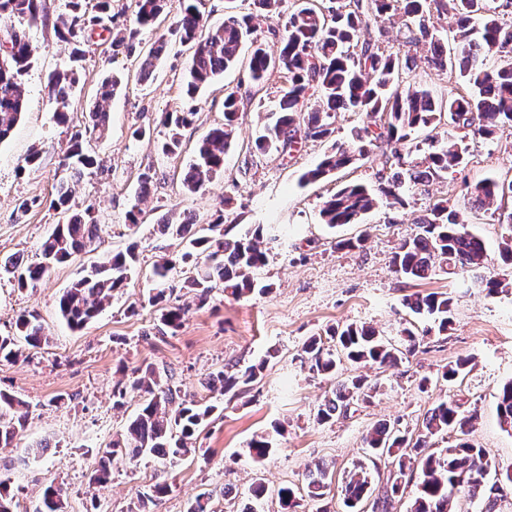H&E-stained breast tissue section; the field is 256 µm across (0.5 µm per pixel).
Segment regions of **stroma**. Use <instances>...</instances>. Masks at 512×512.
<instances>
[{"instance_id":"35a3bbf8","label":"stroma","mask_w":512,"mask_h":512,"mask_svg":"<svg viewBox=\"0 0 512 512\" xmlns=\"http://www.w3.org/2000/svg\"><path fill=\"white\" fill-rule=\"evenodd\" d=\"M64 2H42L47 21L29 31L33 65L22 81L27 107L11 138L0 144V258L17 254L28 262L38 260L40 245L58 217L45 206L21 216L17 205L25 198H51L63 175L71 128L84 124L99 83L116 74L122 86L106 105L108 136L95 147L103 169L73 188L76 207L93 209L99 227L94 251L56 267L33 288L21 289L9 278L0 279V335L11 334L17 314L26 310L37 314L48 338L39 348H23L16 362L0 363V390L28 404L26 428L17 445L0 447V480L22 512H28L51 483L62 486L66 512H128L156 482L168 483L171 492L150 512H186L195 496L204 492L220 512H240L243 495L257 477L270 490L261 512H280L276 489L302 485L308 468L320 459L333 463L337 474L327 498L330 512H344L340 476L362 458L367 432L384 420L416 431L427 411L448 397L477 413L470 442L483 448L500 472H512V432L501 427L496 409L499 387L512 380V291L487 295L469 273L441 272L409 281L391 264L397 244L416 233L417 219L444 198L484 239V275L512 281V268L498 256L505 228L488 212L475 209L469 194L470 186L484 178L512 179V139H466L465 163L450 167L427 191L411 194L407 206L375 209L361 223L333 231L319 215L324 197L349 181L374 183L378 170L392 173L399 166L378 149L328 180L301 183V174L320 161L332 142H348L351 129L370 124V117L358 112L338 116L333 140H305L288 157L251 153L282 94L283 82L273 73L243 98L223 173L189 193L182 180L192 151L210 129L223 124L224 93L246 79L250 44L241 46L238 66L200 94L193 122L182 131V153L167 157L156 146L164 134L160 116L187 103L183 75L192 51L174 45L146 82L137 76V58L167 34L180 0H170L168 15L142 29L135 51L112 49L109 41L100 39L87 47L68 127L57 124L45 91L48 76L68 65L72 50L54 31ZM400 25L397 18L383 21L384 46L413 56L410 81L426 85L439 97L463 91L456 76L425 67L423 50L403 46ZM139 127L147 129V136L133 138ZM35 151L40 165L27 167L26 159ZM148 168L158 179L142 199L139 176ZM135 204L142 214L132 234L126 216ZM186 213L204 225L223 215L230 238L259 225L278 228L280 234L264 241L268 262L256 273L268 292L236 299L216 288L202 305L184 288L182 277L170 280L166 301L185 310L182 327L171 336L156 328L157 312L149 302L151 274L158 260L178 257L183 250L179 240L158 232V224ZM341 238L356 240V247L337 248ZM132 242L139 254L137 273L93 323L79 331L69 329L57 311L63 289L80 278L84 268ZM415 292L451 297L453 315L446 332L429 331L427 321L403 307V297ZM352 322L373 326L392 340L409 328L422 340L398 368L363 367V374L379 384L371 403L320 425L314 420L315 410L334 384L310 372L299 354L308 337ZM464 356L472 359L464 380L452 386L440 382L442 369ZM259 362L265 368L257 381L225 395L210 391L211 373L228 364L244 367ZM148 364L166 373L180 396L203 403L214 400L219 409L201 430L198 453L166 459L147 456L135 464L117 460L110 482L93 485L90 475L101 450L123 432L139 404L137 394L130 392L122 407H113L112 390L117 383L132 381ZM425 378L430 384L423 392L419 383ZM277 425L282 433H274ZM266 433L272 434L276 451L258 465L245 448L254 436ZM40 443L43 453L29 454V447Z\"/></svg>"}]
</instances>
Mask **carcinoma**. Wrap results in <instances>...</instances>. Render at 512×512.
Returning a JSON list of instances; mask_svg holds the SVG:
<instances>
[{
    "label": "carcinoma",
    "mask_w": 512,
    "mask_h": 512,
    "mask_svg": "<svg viewBox=\"0 0 512 512\" xmlns=\"http://www.w3.org/2000/svg\"><path fill=\"white\" fill-rule=\"evenodd\" d=\"M284 0H253L256 12L231 15L224 23L210 27L199 9L198 0L183 6L170 27L174 41L192 45L194 53L185 74L186 96L195 98L199 90L215 78L237 66L239 48L256 31L254 20L280 15ZM86 0H66L65 12L54 25L62 40L73 45L74 65L59 70L47 80V95L58 123L70 122L73 92L79 82L75 63L84 56V45L97 30L114 34L112 45L131 51L139 30L152 26L168 9V0H135L136 11L131 26L114 30L112 0H96L93 11ZM451 13L457 33L453 45L445 44L437 34L435 20ZM512 0H502L491 7L486 0H336L324 6L319 0H301L291 11L283 27L271 30L280 44L279 52H269L263 43L254 44L248 62L250 84L260 85L266 76L278 71L288 85L278 104L275 123L265 127L255 140L261 152L291 154L304 139H330L336 132V118L342 112H363L379 116L376 128L364 126L352 131L348 143H335L322 160L302 175V181L317 183L336 172L369 158L373 148L384 144L406 174L391 176L379 171L376 187L349 183L329 195L320 208L324 224L335 229L356 224L363 215L378 206L395 209L406 205L408 192L426 190L429 183L464 162L465 139L472 136L494 138L512 135ZM397 17L403 22L404 42L426 51L428 67L444 73L450 71L463 79L471 92L451 93L436 98L421 84L408 85L403 74L411 71V58L382 48L383 31H375L378 19ZM44 21L42 0H0V23L9 26L11 50L0 53V143L19 122L26 108L21 77L32 64V47L25 27ZM169 48L168 39L142 55L138 77L149 80L156 63ZM122 84L121 77H107L99 88L98 99L89 111V122L70 135L62 166L65 176L55 186L49 208L67 215L56 225L40 246V261L28 264L21 257L0 260V275H7L17 286L34 288L56 266L80 254L98 237V224L92 209H74L72 185L89 169L100 168V160L88 149L93 139H103L109 128L105 103ZM240 90L224 94V124L213 128L198 143L195 159L183 179L186 191L194 193L224 169V154L232 144L238 119ZM195 106L167 112L161 125L167 129L159 143L162 153L175 154L181 147V129L190 125ZM427 129V148L416 157L405 159L404 151L412 135ZM475 204L506 225L507 235L499 249L502 263L512 266V180L486 178L472 191ZM223 217L208 225L218 232L211 237L190 215L179 221H165L160 232L182 240L184 250L176 260L165 258L153 267L156 292L152 302L158 305L160 333L176 332L183 323L185 310L163 304L165 285L170 277L189 272L184 287L192 289L202 304L215 288L240 298L256 288L254 273L268 261L263 244V229L228 239L219 230ZM414 237L398 244L393 252L394 271L411 281L428 279L439 272H476L484 268L486 245L473 233L448 200L434 203L418 221ZM136 245L107 255L78 280L64 289L58 298L60 317L73 329H81L96 318L120 292L136 270ZM403 306L416 315L433 319L438 331L444 332L451 322V299L442 293H413L405 296ZM401 343L396 344L367 325L348 323L327 331L328 345L320 336H311L303 344L301 361L309 370L336 381L330 396L318 405L314 419L327 424L336 416L347 415L359 403H369L376 387L362 376L342 377L343 366L372 363L396 367L408 358L418 342L412 330L403 329ZM46 342L42 324L33 314L23 312L15 321V332L0 336V362L18 359L20 344L39 348ZM471 359L460 357L448 364L440 379L452 385L465 377ZM265 362L237 368L233 365L211 374L210 386L224 395L241 384L254 381ZM139 376L130 389L142 394L139 410L129 418L120 438L105 448L90 481L102 485L110 481L112 458L121 456L137 462L146 455L181 456L196 443L199 431L210 415L218 410L181 398L178 391L162 382L153 365L138 370ZM497 411L502 426L512 431V381L499 390ZM28 412L26 402L0 391V447L7 448L19 440ZM475 414L455 400H441L428 410L416 437L402 433L395 425L380 423L364 437L365 458L353 463L345 473L341 489L349 512H389L392 501L403 495L406 476L419 472L410 512H453L452 502L463 491L476 494L487 487L491 496L483 512H494L504 489L496 464L483 449L467 440ZM448 434L455 436L446 448L432 450V439ZM276 451L264 435L248 443L246 454L254 462L266 460ZM391 460L393 476L382 494L372 496L373 475L369 462L374 457ZM335 478L331 466L323 460L314 463L305 475L304 487L282 486L276 490L282 512H329L325 499ZM170 486L156 483L140 494L137 512L168 495ZM269 493L261 481L250 488L251 503L241 512H256L255 504ZM34 512H65L63 490L47 486Z\"/></svg>",
    "instance_id": "cac0c4a2"
}]
</instances>
